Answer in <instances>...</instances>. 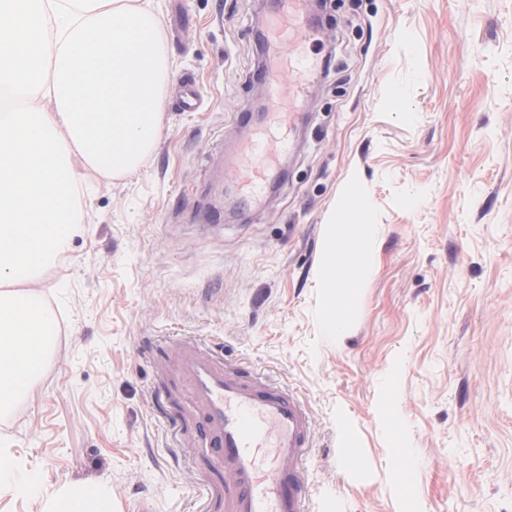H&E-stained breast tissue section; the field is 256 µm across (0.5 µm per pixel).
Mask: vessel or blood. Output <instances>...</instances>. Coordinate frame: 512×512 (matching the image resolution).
<instances>
[{
  "instance_id": "obj_1",
  "label": "vessel or blood",
  "mask_w": 512,
  "mask_h": 512,
  "mask_svg": "<svg viewBox=\"0 0 512 512\" xmlns=\"http://www.w3.org/2000/svg\"><path fill=\"white\" fill-rule=\"evenodd\" d=\"M305 9L306 0H277L267 32L294 47L306 42ZM307 75L306 60L293 49L284 74L260 69L253 77L266 84L269 107L276 112L285 104L301 108ZM251 151L240 173L249 197L268 175L252 157L270 154L271 148L262 141ZM175 367L191 386L210 450L229 479L228 512H305L309 478L304 458L313 428L299 396L192 341L180 343Z\"/></svg>"
}]
</instances>
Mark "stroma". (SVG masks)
Wrapping results in <instances>:
<instances>
[{
    "instance_id": "1",
    "label": "stroma",
    "mask_w": 512,
    "mask_h": 512,
    "mask_svg": "<svg viewBox=\"0 0 512 512\" xmlns=\"http://www.w3.org/2000/svg\"><path fill=\"white\" fill-rule=\"evenodd\" d=\"M169 65L138 169L72 168L84 224L40 291L43 371L0 418L19 466L0 512L66 487L111 512H209L227 478L171 367L214 346L300 393L313 423L307 512H512V0H328L289 175L253 213L237 167L261 54L258 0H152ZM202 104L181 111L184 78ZM370 206L368 266L322 318L329 216ZM415 464L398 494V449Z\"/></svg>"
}]
</instances>
